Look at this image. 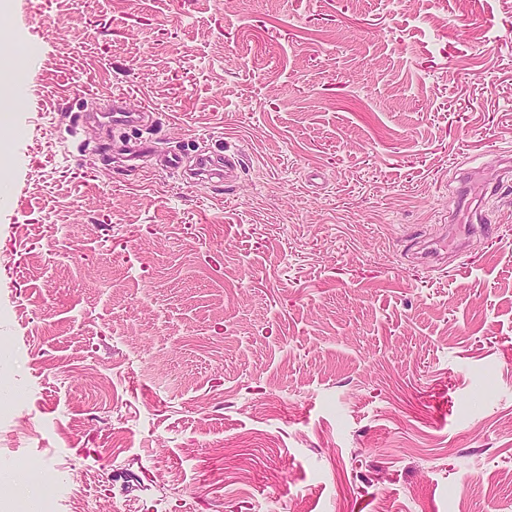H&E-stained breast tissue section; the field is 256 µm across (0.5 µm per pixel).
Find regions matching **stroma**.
<instances>
[{
  "mask_svg": "<svg viewBox=\"0 0 512 512\" xmlns=\"http://www.w3.org/2000/svg\"><path fill=\"white\" fill-rule=\"evenodd\" d=\"M0 62V475L53 512H512V0H0ZM120 92L138 168L84 118ZM204 145L231 180L163 162ZM470 171L489 233L413 265Z\"/></svg>",
  "mask_w": 512,
  "mask_h": 512,
  "instance_id": "obj_1",
  "label": "stroma"
}]
</instances>
